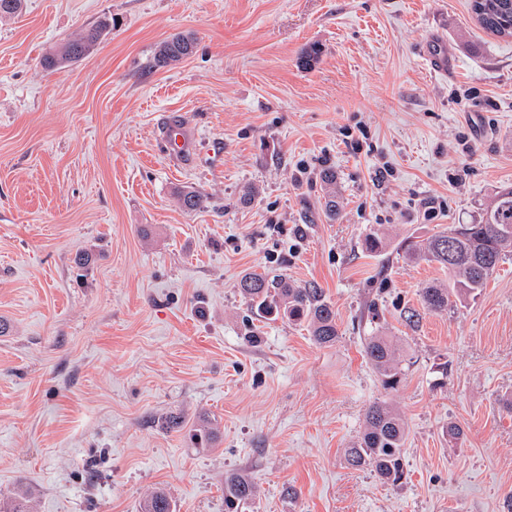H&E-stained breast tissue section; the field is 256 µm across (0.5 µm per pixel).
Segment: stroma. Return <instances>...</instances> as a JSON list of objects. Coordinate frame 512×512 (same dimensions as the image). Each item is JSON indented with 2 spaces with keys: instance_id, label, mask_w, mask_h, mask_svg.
Instances as JSON below:
<instances>
[{
  "instance_id": "obj_1",
  "label": "stroma",
  "mask_w": 512,
  "mask_h": 512,
  "mask_svg": "<svg viewBox=\"0 0 512 512\" xmlns=\"http://www.w3.org/2000/svg\"><path fill=\"white\" fill-rule=\"evenodd\" d=\"M106 16L87 57L41 68ZM176 32L195 54L156 66ZM432 38L452 75L423 60ZM174 116L194 140L182 163L160 138ZM510 185L512 39L484 32L469 0H24L0 17V496L138 512L161 488L177 512H224L238 474L257 489L240 512H503L512 253L474 299L433 313L419 291L446 274L400 244L475 223ZM185 187L205 209L179 206ZM80 251L95 256L84 271ZM249 272L323 289L338 341L252 313ZM376 331L405 358L393 390L363 352ZM377 400L406 427L397 484L344 458ZM172 411L214 422V439L166 431Z\"/></svg>"
}]
</instances>
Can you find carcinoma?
<instances>
[{"label":"carcinoma","instance_id":"carcinoma-1","mask_svg":"<svg viewBox=\"0 0 512 512\" xmlns=\"http://www.w3.org/2000/svg\"><path fill=\"white\" fill-rule=\"evenodd\" d=\"M470 10L478 26L498 37H512V0H471ZM110 20L103 18L46 55L41 66L53 70L83 59L97 45ZM195 40L176 33L158 47L155 59L161 66L180 62L195 53ZM181 207L193 212L206 207L207 196L186 188L179 192ZM413 263H434L448 271V283H430L420 296L429 311L452 310L485 287L499 263L512 250V186L500 189L477 224H452L427 239H406L401 245ZM241 295L259 317L281 319L304 325L320 346L336 343L339 331L336 311L320 288H299L283 278L250 272L239 281ZM364 353L381 377L384 388L395 389L404 370L397 346L391 339L374 332L364 338ZM406 437L401 416L386 401H375L366 410L364 429L358 441L346 451L347 464L355 469L368 468L386 483H396L403 475L401 448ZM254 483L243 476L230 475L224 480V512L253 500ZM0 512H31V500L25 490L0 498ZM139 512H176V506L162 489L151 492L139 505Z\"/></svg>","mask_w":512,"mask_h":512}]
</instances>
